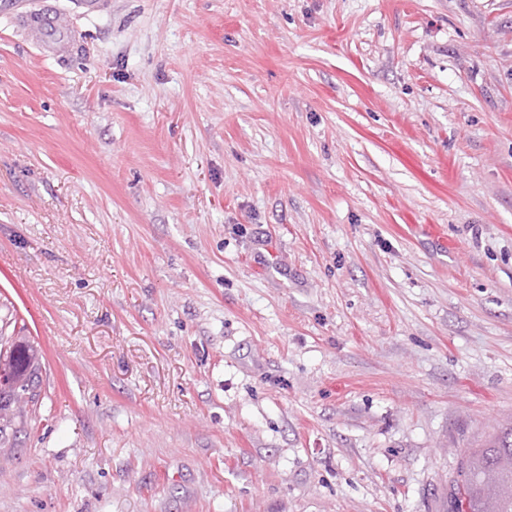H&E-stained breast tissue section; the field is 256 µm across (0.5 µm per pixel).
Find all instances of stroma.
I'll return each mask as SVG.
<instances>
[{"mask_svg":"<svg viewBox=\"0 0 512 512\" xmlns=\"http://www.w3.org/2000/svg\"><path fill=\"white\" fill-rule=\"evenodd\" d=\"M0 320V512H450L512 422V0H14ZM6 344H9L7 349H0V374L3 372L11 377L16 389L27 393L29 401L33 402L37 396L40 371L36 350L28 341L22 338L17 341L14 336Z\"/></svg>","mask_w":512,"mask_h":512,"instance_id":"stroma-1","label":"stroma"}]
</instances>
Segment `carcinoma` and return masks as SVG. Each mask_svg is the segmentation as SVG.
Segmentation results:
<instances>
[{"label":"carcinoma","mask_w":512,"mask_h":512,"mask_svg":"<svg viewBox=\"0 0 512 512\" xmlns=\"http://www.w3.org/2000/svg\"><path fill=\"white\" fill-rule=\"evenodd\" d=\"M40 366L34 347L11 339L0 349V373L13 379L16 389H0V412L9 409L14 391L37 396ZM455 512H512V423L499 426L479 448L467 449L453 479Z\"/></svg>","instance_id":"obj_1"}]
</instances>
